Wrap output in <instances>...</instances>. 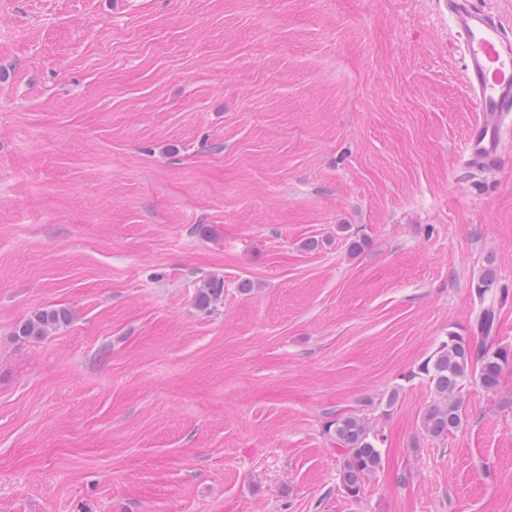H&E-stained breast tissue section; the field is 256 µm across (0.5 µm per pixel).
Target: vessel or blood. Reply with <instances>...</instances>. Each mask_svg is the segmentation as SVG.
<instances>
[{
  "instance_id": "b4317fda",
  "label": "vessel or blood",
  "mask_w": 512,
  "mask_h": 512,
  "mask_svg": "<svg viewBox=\"0 0 512 512\" xmlns=\"http://www.w3.org/2000/svg\"><path fill=\"white\" fill-rule=\"evenodd\" d=\"M447 13L458 50L464 57V81L476 105L466 142L467 165L493 168L512 146L506 141L512 117V27L479 7L475 0H438Z\"/></svg>"
}]
</instances>
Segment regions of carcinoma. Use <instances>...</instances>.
Instances as JSON below:
<instances>
[{
    "label": "carcinoma",
    "instance_id": "1",
    "mask_svg": "<svg viewBox=\"0 0 512 512\" xmlns=\"http://www.w3.org/2000/svg\"><path fill=\"white\" fill-rule=\"evenodd\" d=\"M497 274L488 264L480 271L472 287L481 301L475 319L474 336L448 333V339L418 367L417 374L425 377L434 394L432 404L425 408L420 427L426 434L439 437L451 433L463 424L462 392L475 381L485 391L495 393L500 387L505 365L512 362V350L497 343L498 303ZM224 293V281L204 282L196 296L197 305L208 309ZM72 314L65 307L39 312L16 327L15 335L39 339L70 323ZM329 434L342 458L340 485L351 499L360 496L365 482L382 466L379 438L370 426L356 415H346L331 424Z\"/></svg>",
    "mask_w": 512,
    "mask_h": 512
}]
</instances>
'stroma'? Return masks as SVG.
<instances>
[{
    "label": "stroma",
    "instance_id": "1",
    "mask_svg": "<svg viewBox=\"0 0 512 512\" xmlns=\"http://www.w3.org/2000/svg\"><path fill=\"white\" fill-rule=\"evenodd\" d=\"M453 42L435 0H0V512H512V364L419 427L488 263L512 349V162H461ZM224 293V281L220 279H210L204 282L202 288H199L196 302L202 309H208L215 305ZM72 314L68 308L57 307L36 313L16 327L15 336L39 339L49 332L70 323ZM329 434L342 458L339 471L340 485L348 498L357 499L365 482L382 465L379 438L370 426L356 415L336 418V422L329 427Z\"/></svg>",
    "mask_w": 512,
    "mask_h": 512
}]
</instances>
